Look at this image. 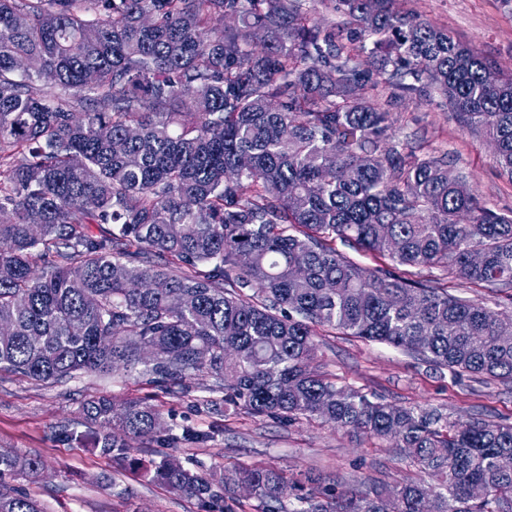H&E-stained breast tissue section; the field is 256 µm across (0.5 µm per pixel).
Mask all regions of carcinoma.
Masks as SVG:
<instances>
[{
  "mask_svg": "<svg viewBox=\"0 0 512 512\" xmlns=\"http://www.w3.org/2000/svg\"><path fill=\"white\" fill-rule=\"evenodd\" d=\"M329 6L340 31L305 0H0V370L210 376L226 415L319 418L393 442L421 473L305 491L271 466L152 462L156 480L222 497L224 512L243 484L260 512H512V469L498 466L512 424L450 421L309 369L319 326L512 380V318L414 273L441 267L512 302V214L483 205L448 156L397 143L393 113L358 97L369 82L439 90L512 177V75L395 0ZM338 240L389 263L364 268ZM83 413L86 430L61 436L119 466L127 438L206 439L140 400ZM42 470L0 450V512H45L4 488Z\"/></svg>",
  "mask_w": 512,
  "mask_h": 512,
  "instance_id": "carcinoma-1",
  "label": "carcinoma"
}]
</instances>
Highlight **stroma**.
<instances>
[{
	"label": "stroma",
	"instance_id": "obj_1",
	"mask_svg": "<svg viewBox=\"0 0 512 512\" xmlns=\"http://www.w3.org/2000/svg\"><path fill=\"white\" fill-rule=\"evenodd\" d=\"M396 6L448 29L500 72L512 74V0H396ZM391 110L397 140L422 155L448 154L489 208L512 212V180L501 175L492 146L460 126L437 90L393 98ZM315 344L312 368L336 385L397 404L435 407L453 419L512 423L510 380L456 374L338 330L318 329ZM97 397L146 401L161 410L174 431L206 434V441L182 443L175 456L207 469L265 464L293 480L310 475L350 486L392 487L416 477L398 449L374 436L318 419L279 424L244 413L219 416L224 392L210 377L185 389L154 385L135 369L82 374L58 384L0 370V448L41 456L44 472L16 476L12 484L38 499L45 512H223V500L206 510L148 476L161 444L130 440L131 463L119 469L92 446L61 440L62 428L83 430L82 407Z\"/></svg>",
	"mask_w": 512,
	"mask_h": 512
}]
</instances>
